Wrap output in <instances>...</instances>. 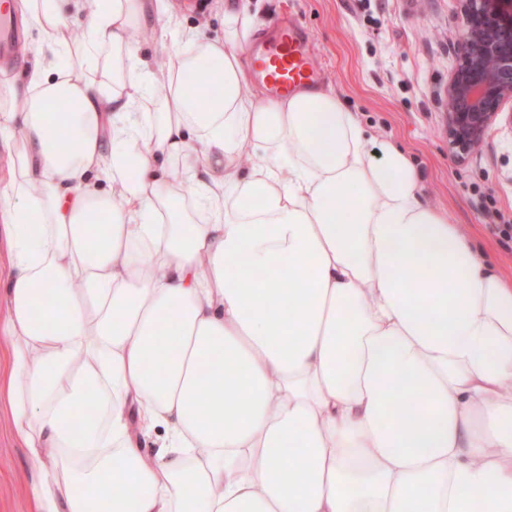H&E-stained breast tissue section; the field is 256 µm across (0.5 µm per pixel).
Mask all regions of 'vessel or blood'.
Listing matches in <instances>:
<instances>
[{"instance_id": "vessel-or-blood-1", "label": "vessel or blood", "mask_w": 512, "mask_h": 512, "mask_svg": "<svg viewBox=\"0 0 512 512\" xmlns=\"http://www.w3.org/2000/svg\"><path fill=\"white\" fill-rule=\"evenodd\" d=\"M18 31L11 16L0 11V65L10 63ZM259 64L258 75L274 94L292 92L317 84L319 75L312 67L307 37L301 25L291 21L277 25L257 41L252 49Z\"/></svg>"}]
</instances>
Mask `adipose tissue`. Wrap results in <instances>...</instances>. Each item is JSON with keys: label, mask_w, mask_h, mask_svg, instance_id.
<instances>
[{"label": "adipose tissue", "mask_w": 512, "mask_h": 512, "mask_svg": "<svg viewBox=\"0 0 512 512\" xmlns=\"http://www.w3.org/2000/svg\"><path fill=\"white\" fill-rule=\"evenodd\" d=\"M19 8L0 397L32 512H512V280L411 155L332 89L263 94L248 0L151 64L145 0Z\"/></svg>", "instance_id": "1"}]
</instances>
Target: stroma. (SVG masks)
I'll use <instances>...</instances> for the list:
<instances>
[{
  "instance_id": "obj_1",
  "label": "stroma",
  "mask_w": 512,
  "mask_h": 512,
  "mask_svg": "<svg viewBox=\"0 0 512 512\" xmlns=\"http://www.w3.org/2000/svg\"><path fill=\"white\" fill-rule=\"evenodd\" d=\"M168 18L147 0V24L133 41L143 55H163L175 29L224 33V12L238 0H176ZM258 26L295 17L311 39L313 64L374 135L408 150L424 175L429 203L446 209L476 246L512 274V125L499 123L479 152L456 159L448 149L444 107L458 63L459 0H251ZM0 404V512H29L21 483L27 453Z\"/></svg>"
}]
</instances>
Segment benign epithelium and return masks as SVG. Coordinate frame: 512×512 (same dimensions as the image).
Returning <instances> with one entry per match:
<instances>
[{"mask_svg":"<svg viewBox=\"0 0 512 512\" xmlns=\"http://www.w3.org/2000/svg\"><path fill=\"white\" fill-rule=\"evenodd\" d=\"M459 61L448 79V147L457 159L478 151L512 100V0H460Z\"/></svg>","mask_w":512,"mask_h":512,"instance_id":"7a95c632","label":"benign epithelium"}]
</instances>
